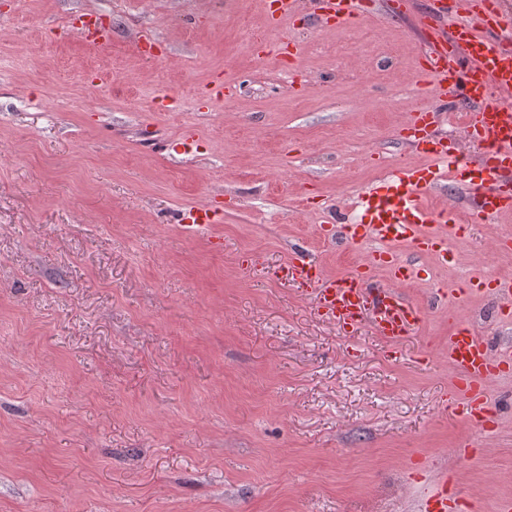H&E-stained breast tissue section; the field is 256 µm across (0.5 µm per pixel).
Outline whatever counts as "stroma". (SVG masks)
<instances>
[{"mask_svg": "<svg viewBox=\"0 0 512 512\" xmlns=\"http://www.w3.org/2000/svg\"><path fill=\"white\" fill-rule=\"evenodd\" d=\"M319 2L268 29L263 0H0V512H421L444 469L475 512L512 500V375L489 440L445 403L454 318L512 340L485 292L458 299L512 278L493 252L512 212L445 267L400 247L423 321L393 350L274 275L299 250L359 266L368 245L327 237L337 208L420 159L396 132L432 0H371L343 29ZM84 13L108 46L68 32ZM260 28L296 63L256 57ZM146 32L164 56L139 53ZM206 201L217 223L186 233ZM217 213L210 203L193 206L181 211L180 223L189 234L204 233L210 229Z\"/></svg>", "mask_w": 512, "mask_h": 512, "instance_id": "1", "label": "stroma"}]
</instances>
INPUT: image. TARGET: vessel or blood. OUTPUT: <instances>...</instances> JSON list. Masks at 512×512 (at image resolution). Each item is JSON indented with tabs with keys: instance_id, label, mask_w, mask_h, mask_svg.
<instances>
[{
	"instance_id": "vessel-or-blood-1",
	"label": "vessel or blood",
	"mask_w": 512,
	"mask_h": 512,
	"mask_svg": "<svg viewBox=\"0 0 512 512\" xmlns=\"http://www.w3.org/2000/svg\"><path fill=\"white\" fill-rule=\"evenodd\" d=\"M326 22L342 28L363 15L367 0H323ZM298 0H267V24L279 25L295 14ZM429 50L419 76L428 92L427 105L409 112L398 131L425 164L392 171L378 186L365 189L354 202L357 215L337 226L335 235L372 248L365 263L341 277H327L304 254L281 265L278 280L301 287L319 315L354 333L370 325L386 343L410 338L422 318L419 305L401 293L404 281L418 269L395 251L404 245L417 255L430 254L448 261V240L459 227L447 210H426L420 199L437 191L445 175H452L468 201L470 223L483 224L512 210V26L502 23L498 11L475 8L473 0H434L429 15ZM468 109L462 137L482 144L478 160L459 156L451 139L436 126L448 101ZM216 215L211 204L187 208L180 215L190 234L207 232ZM384 282H377V271ZM499 306L502 321H512V280H484ZM448 363L454 373L452 403L457 412L481 433H493L499 420L489 397L495 379L512 372V343L490 349L476 328L458 323L448 338ZM456 475L441 473L425 512H471L473 505L457 493Z\"/></svg>"
}]
</instances>
